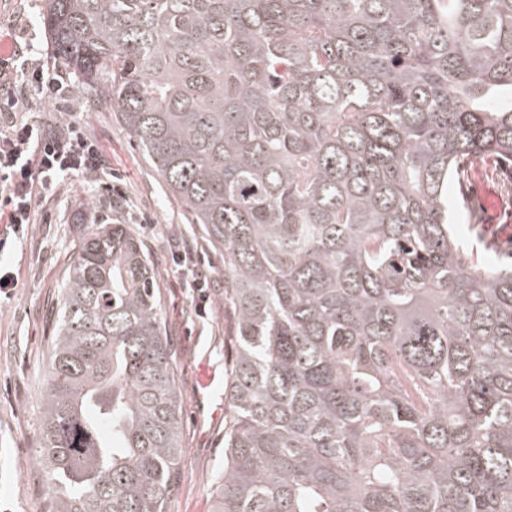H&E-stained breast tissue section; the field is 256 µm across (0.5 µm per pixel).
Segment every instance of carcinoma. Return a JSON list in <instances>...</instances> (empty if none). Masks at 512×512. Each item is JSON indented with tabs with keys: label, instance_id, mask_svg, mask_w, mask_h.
Returning a JSON list of instances; mask_svg holds the SVG:
<instances>
[{
	"label": "carcinoma",
	"instance_id": "obj_1",
	"mask_svg": "<svg viewBox=\"0 0 512 512\" xmlns=\"http://www.w3.org/2000/svg\"><path fill=\"white\" fill-rule=\"evenodd\" d=\"M43 23L224 253L211 512H512V270L474 265L448 202L464 164L512 161V0H46ZM152 277L122 224L79 243L35 452L51 512L176 491Z\"/></svg>",
	"mask_w": 512,
	"mask_h": 512
}]
</instances>
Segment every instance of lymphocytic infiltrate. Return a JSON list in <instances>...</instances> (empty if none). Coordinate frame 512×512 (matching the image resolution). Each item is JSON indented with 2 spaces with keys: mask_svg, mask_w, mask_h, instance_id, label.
Returning <instances> with one entry per match:
<instances>
[{
  "mask_svg": "<svg viewBox=\"0 0 512 512\" xmlns=\"http://www.w3.org/2000/svg\"><path fill=\"white\" fill-rule=\"evenodd\" d=\"M41 55L34 46L21 65L0 68V221L16 230L51 222L50 213H37L36 195L66 177L95 179L102 193L124 199L122 177L75 118L64 115L54 129L34 119L30 100L59 107L72 93L68 75L45 67Z\"/></svg>",
  "mask_w": 512,
  "mask_h": 512,
  "instance_id": "lymphocytic-infiltrate-1",
  "label": "lymphocytic infiltrate"
}]
</instances>
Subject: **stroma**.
Returning <instances> with one entry per match:
<instances>
[{"instance_id": "35a3bbf8", "label": "stroma", "mask_w": 512, "mask_h": 512, "mask_svg": "<svg viewBox=\"0 0 512 512\" xmlns=\"http://www.w3.org/2000/svg\"><path fill=\"white\" fill-rule=\"evenodd\" d=\"M43 0H0V39L13 55L26 57L40 46L48 65L58 59L45 34ZM71 108L85 135L103 146L113 170L124 177L126 197L114 205L92 182L68 178L38 197L48 224L30 225L0 265L18 278L14 298L0 302V512H49V498L34 455L41 437L42 406L50 339L62 288L80 239L93 224H122L133 233L154 265L164 335L170 346L182 412L179 487L165 512H211L210 478L224 468V424L229 409L224 383L229 377L235 317L224 304V257L202 225L170 197L159 173L144 159L118 117L93 108L75 93ZM468 204L457 212L462 243L478 264L512 262V165L492 157L472 162L463 183ZM151 223H142L143 215ZM181 235L212 274L205 312L195 310L196 292L172 261V237Z\"/></svg>"}]
</instances>
